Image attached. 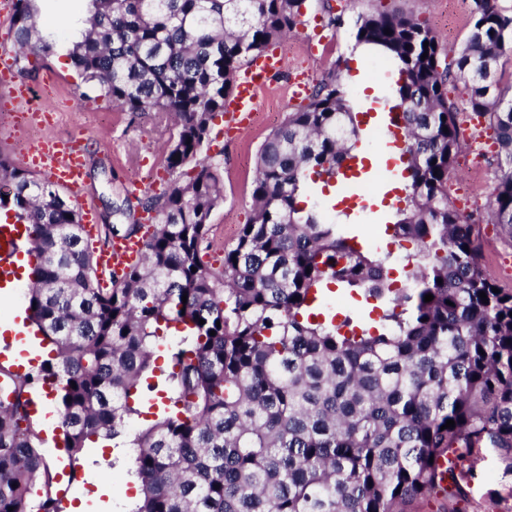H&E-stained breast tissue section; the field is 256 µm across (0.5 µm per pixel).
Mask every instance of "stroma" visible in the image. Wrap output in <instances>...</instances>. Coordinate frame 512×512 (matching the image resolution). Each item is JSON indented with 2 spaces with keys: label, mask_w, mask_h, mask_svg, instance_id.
<instances>
[{
  "label": "stroma",
  "mask_w": 512,
  "mask_h": 512,
  "mask_svg": "<svg viewBox=\"0 0 512 512\" xmlns=\"http://www.w3.org/2000/svg\"><path fill=\"white\" fill-rule=\"evenodd\" d=\"M472 0H307L302 23L295 33L279 41L287 57L288 73H304L317 85L331 72H343L349 93L372 99L389 95L394 85L384 62L355 53L353 21L357 14L395 12L419 19L444 49L461 46L471 28ZM342 16V26H330L329 15ZM18 81L31 84L38 102L56 109V120L37 136L19 130L15 110L0 106V153L21 163L36 140L79 138L87 155L83 194L96 212L102 229L99 242L108 244L109 226L124 227L128 220L117 209L125 198L160 193L174 175L167 168L169 133L157 113L138 117L91 99L89 89L62 56L40 60L16 70ZM448 98L459 108L461 148L448 177V197L460 213L469 215L480 230V262L499 287L512 289V234L489 223L488 210L499 175L495 135L488 121L475 120L467 109L463 85L449 84ZM296 105L283 83L259 95L251 126L235 140L210 141L208 153L221 164L224 199L211 215L209 246L201 258L220 266L226 248L232 247L251 216L257 153L268 135L280 127ZM135 452L90 444L78 456L77 467L90 472V484L59 483L69 508L87 504L89 512H132L138 489L132 474ZM501 512H512V473L497 454L484 450L472 474L461 483V492L449 501L440 495L417 498L408 512H482L489 499Z\"/></svg>",
  "instance_id": "1"
}]
</instances>
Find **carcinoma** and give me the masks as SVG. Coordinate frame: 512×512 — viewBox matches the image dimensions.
Masks as SVG:
<instances>
[{
    "mask_svg": "<svg viewBox=\"0 0 512 512\" xmlns=\"http://www.w3.org/2000/svg\"><path fill=\"white\" fill-rule=\"evenodd\" d=\"M305 3L90 0L70 63L122 111L174 116L167 167L190 164L193 175L138 200L158 224L143 261L103 288L70 197L0 154V183H11L0 208L29 227L25 301L48 346L23 373L0 365V512H61L30 409L44 388L64 453L99 439L135 449L133 512H406L443 489L449 454L476 462L491 448L512 472V290L492 291L479 230L448 198L460 149L452 79L495 131L502 175L489 213L512 234V97L501 85L512 16L497 0H474L483 41L469 35L442 71L436 36L416 20L354 22L356 44L398 64L408 176L387 230L403 256L357 246L353 225L317 205L361 136L332 72L261 145L253 214L222 267L200 259L224 198L207 155L212 120L241 68L301 23ZM37 12L36 0H15L24 61L58 51L60 27L39 31ZM333 288L355 303L339 324L319 307ZM157 390V419L129 434ZM449 419L455 427L441 429Z\"/></svg>",
    "mask_w": 512,
    "mask_h": 512,
    "instance_id": "obj_1",
    "label": "carcinoma"
}]
</instances>
